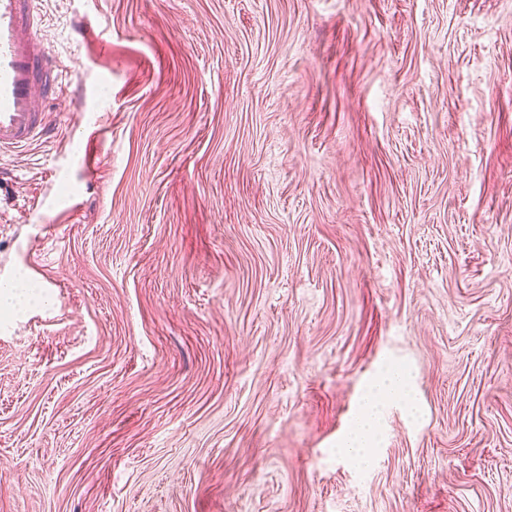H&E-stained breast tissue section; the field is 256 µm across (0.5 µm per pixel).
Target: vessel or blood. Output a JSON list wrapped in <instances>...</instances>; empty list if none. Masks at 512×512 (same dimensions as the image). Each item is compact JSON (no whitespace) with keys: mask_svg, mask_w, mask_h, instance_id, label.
I'll return each instance as SVG.
<instances>
[{"mask_svg":"<svg viewBox=\"0 0 512 512\" xmlns=\"http://www.w3.org/2000/svg\"><path fill=\"white\" fill-rule=\"evenodd\" d=\"M42 0H0V153L50 137L60 65L42 36Z\"/></svg>","mask_w":512,"mask_h":512,"instance_id":"vessel-or-blood-1","label":"vessel or blood"}]
</instances>
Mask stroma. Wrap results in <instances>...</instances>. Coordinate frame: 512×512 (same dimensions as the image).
Returning <instances> with one entry per match:
<instances>
[{
	"instance_id": "35a3bbf8",
	"label": "stroma",
	"mask_w": 512,
	"mask_h": 512,
	"mask_svg": "<svg viewBox=\"0 0 512 512\" xmlns=\"http://www.w3.org/2000/svg\"><path fill=\"white\" fill-rule=\"evenodd\" d=\"M44 12L110 83L0 158V512H512V0ZM96 92L97 83L93 84L89 89L86 85H82L74 103L76 110L81 112V120L86 119V127H92L96 124L95 113L93 112ZM37 285L29 279H15L7 284L0 285V307L1 309H14L21 303L22 297H27L29 292ZM409 379L407 370L386 369L370 385L351 430L336 448L339 455L353 459L359 468L370 465L385 403L404 401L412 414L417 411L409 395Z\"/></svg>"
}]
</instances>
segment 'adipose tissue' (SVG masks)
I'll list each match as a JSON object with an SVG mask.
<instances>
[{
  "mask_svg": "<svg viewBox=\"0 0 512 512\" xmlns=\"http://www.w3.org/2000/svg\"><path fill=\"white\" fill-rule=\"evenodd\" d=\"M409 379V373L403 369H387L370 385L351 430L337 448L339 455L353 459L361 468L370 465L382 409L392 400L409 401Z\"/></svg>",
  "mask_w": 512,
  "mask_h": 512,
  "instance_id": "1",
  "label": "adipose tissue"
}]
</instances>
